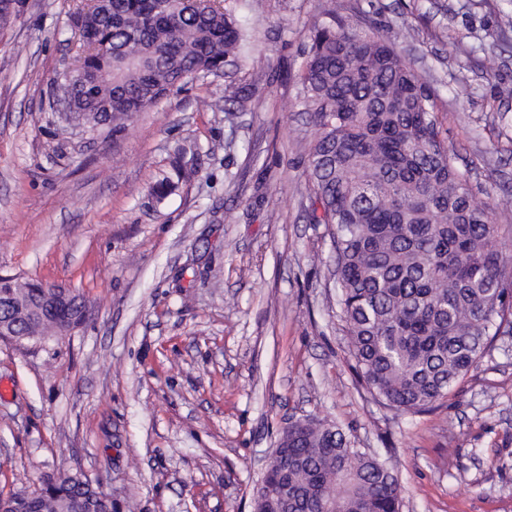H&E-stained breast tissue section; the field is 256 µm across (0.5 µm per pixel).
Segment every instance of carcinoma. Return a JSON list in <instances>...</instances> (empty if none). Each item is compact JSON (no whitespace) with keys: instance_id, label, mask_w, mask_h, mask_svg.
<instances>
[{"instance_id":"1","label":"carcinoma","mask_w":512,"mask_h":512,"mask_svg":"<svg viewBox=\"0 0 512 512\" xmlns=\"http://www.w3.org/2000/svg\"><path fill=\"white\" fill-rule=\"evenodd\" d=\"M86 55L76 110L112 131L189 79L214 73L244 50L247 34L217 0H112V21L86 5L68 17ZM300 81L317 129L307 182L331 226L336 288L356 372L369 392L404 413L445 398L512 326V194L473 200L435 113L433 93L374 28L339 20L319 4ZM288 512H399L401 488L376 456L318 421L288 436ZM72 485L42 492L57 512Z\"/></svg>"}]
</instances>
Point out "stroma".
<instances>
[{"label": "stroma", "mask_w": 512, "mask_h": 512, "mask_svg": "<svg viewBox=\"0 0 512 512\" xmlns=\"http://www.w3.org/2000/svg\"><path fill=\"white\" fill-rule=\"evenodd\" d=\"M241 3L224 0L250 51L117 133L54 107L77 0H25L0 29V274L92 309L70 334L0 340V492L79 470L113 512H253L283 428L314 417L386 461L402 512H512V331L430 412L359 384L328 230L309 221L298 91L317 0ZM340 17L409 29L396 50L477 202L512 191V0H342ZM256 81L250 107L222 111Z\"/></svg>", "instance_id": "stroma-1"}]
</instances>
